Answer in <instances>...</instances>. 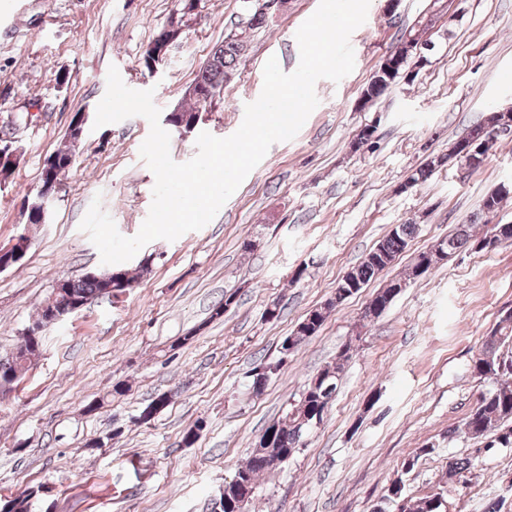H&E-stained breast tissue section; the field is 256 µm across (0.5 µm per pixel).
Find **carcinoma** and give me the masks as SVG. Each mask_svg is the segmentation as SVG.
<instances>
[{"instance_id": "carcinoma-1", "label": "carcinoma", "mask_w": 512, "mask_h": 512, "mask_svg": "<svg viewBox=\"0 0 512 512\" xmlns=\"http://www.w3.org/2000/svg\"><path fill=\"white\" fill-rule=\"evenodd\" d=\"M422 39L421 30L410 28L401 35L400 44L381 65L379 79L368 84L363 92V99L372 101L380 97L386 87L400 76L402 71L414 58L420 57L417 45ZM244 51V41L227 34L224 41L211 50L208 58L199 67L194 82L203 88H221L232 71L236 68ZM512 132V112L492 111L486 113L482 120L468 129V141L478 142L483 150H488L487 143L501 133ZM460 142H455L448 149V154L431 160L425 167L413 173L408 185L427 180L436 170L450 160L461 161ZM512 188L501 189L489 194L483 201L482 211L488 215L495 214L506 200ZM418 230V225L406 222L397 224L386 236L370 250L362 260L349 270L337 283L335 293L323 306L309 311L297 323L295 329L283 339L280 350L292 353L301 348L314 336L327 316L348 297L360 292L379 273L387 268L393 259L409 245ZM512 240V224H490L485 233L479 235L472 231V224H459L447 238L432 246L436 262L421 270L412 265L405 276L390 283L375 293L365 308L362 319L372 320L380 316L388 305L401 293L402 285L415 280L436 267V263L459 249L474 252H488L504 244V239ZM105 296L103 281L99 276L85 275L78 279L70 278L64 289L62 302L66 305H84L90 300ZM351 346H346L333 364L326 365L307 384L298 399L291 403L282 416L264 431L259 441L250 452L246 462L238 468L233 479L225 484L224 496L233 497L235 486L244 483L250 491H255L257 480L274 472L268 459L283 452L294 455L303 445V437L313 426L320 424L336 398L338 383L344 363L350 358ZM13 361L0 363V397L12 393L18 385L16 374L24 373L38 357L40 347L31 344L28 336L22 337L17 345ZM282 359L267 361L256 366L251 375L252 393L263 394L272 375L279 371ZM472 375L490 386L479 392L475 406L461 421V426L448 430V437L468 436L482 440L483 447L512 448V308L501 311L496 326L484 337L481 349L473 360ZM169 403V396L163 393L148 403L140 412L139 419L149 421ZM475 459L456 460L448 465V476L454 483L466 487L471 482ZM445 488L423 497L406 494L402 478L394 479L373 512H445ZM37 491L31 490L0 503L9 505V512H31V499Z\"/></svg>"}]
</instances>
